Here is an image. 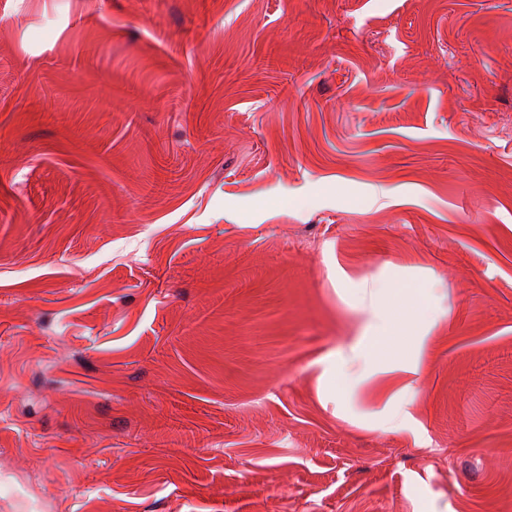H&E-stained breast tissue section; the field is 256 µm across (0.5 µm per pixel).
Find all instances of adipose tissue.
I'll use <instances>...</instances> for the list:
<instances>
[{
	"label": "adipose tissue",
	"mask_w": 512,
	"mask_h": 512,
	"mask_svg": "<svg viewBox=\"0 0 512 512\" xmlns=\"http://www.w3.org/2000/svg\"><path fill=\"white\" fill-rule=\"evenodd\" d=\"M370 302L374 314L362 340V356L381 361L400 357L408 339L416 333V323L424 312L422 303L411 297L387 302L376 290L371 292Z\"/></svg>",
	"instance_id": "adipose-tissue-1"
}]
</instances>
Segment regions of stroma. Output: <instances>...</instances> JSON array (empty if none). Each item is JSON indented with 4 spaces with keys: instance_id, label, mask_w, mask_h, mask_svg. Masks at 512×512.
<instances>
[{
    "instance_id": "obj_1",
    "label": "stroma",
    "mask_w": 512,
    "mask_h": 512,
    "mask_svg": "<svg viewBox=\"0 0 512 512\" xmlns=\"http://www.w3.org/2000/svg\"><path fill=\"white\" fill-rule=\"evenodd\" d=\"M0 512H512V0H0ZM381 291L370 292L374 314L362 340L360 357L374 356L384 361L403 354L407 340L416 335V322L423 314L424 306L411 297L385 302L379 299Z\"/></svg>"
}]
</instances>
